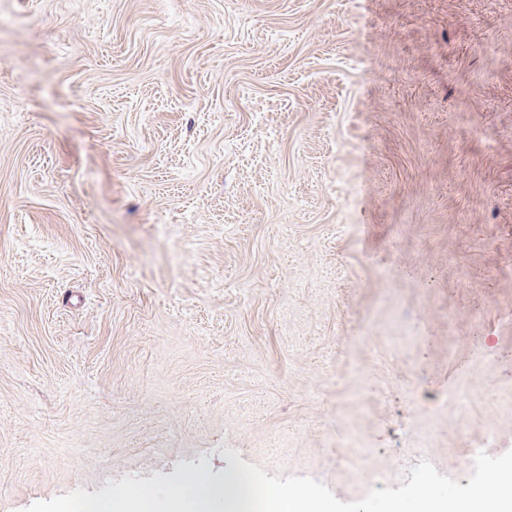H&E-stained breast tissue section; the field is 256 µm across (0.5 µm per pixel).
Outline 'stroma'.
Returning <instances> with one entry per match:
<instances>
[{"mask_svg":"<svg viewBox=\"0 0 512 512\" xmlns=\"http://www.w3.org/2000/svg\"><path fill=\"white\" fill-rule=\"evenodd\" d=\"M484 437L512 0H0V512L231 450L352 502Z\"/></svg>","mask_w":512,"mask_h":512,"instance_id":"obj_1","label":"stroma"}]
</instances>
